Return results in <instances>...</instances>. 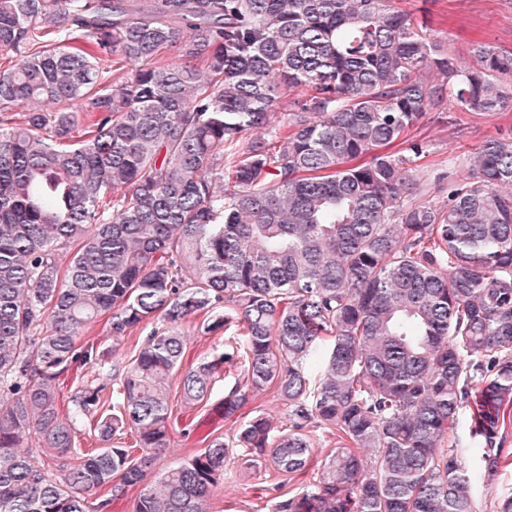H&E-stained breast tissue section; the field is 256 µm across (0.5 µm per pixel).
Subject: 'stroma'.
Listing matches in <instances>:
<instances>
[{"label":"stroma","mask_w":512,"mask_h":512,"mask_svg":"<svg viewBox=\"0 0 512 512\" xmlns=\"http://www.w3.org/2000/svg\"><path fill=\"white\" fill-rule=\"evenodd\" d=\"M415 13L425 14L431 28L441 31L449 50L458 57H467L470 44L477 39H496L512 43V0H411ZM459 137L434 123H423L418 133L436 144L437 150L424 158L425 166L433 167L445 156L463 155L482 141L512 130V112L490 115L456 113ZM240 367H227L219 378L214 397L187 408L179 393L171 395L174 420L173 445L160 453L151 470L152 476L175 467L189 453L202 447L204 436L212 434L232 441L236 425L216 410L215 400L234 384L242 382ZM191 428L190 437H182L184 428ZM306 478H292L278 473L270 461L252 463L242 459L229 465L224 481L214 488L208 499L209 512H275L279 501L299 495L306 487Z\"/></svg>","instance_id":"stroma-1"}]
</instances>
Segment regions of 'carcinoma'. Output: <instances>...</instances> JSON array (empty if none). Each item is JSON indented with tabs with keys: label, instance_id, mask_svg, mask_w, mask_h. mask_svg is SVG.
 <instances>
[{
	"label": "carcinoma",
	"instance_id": "obj_1",
	"mask_svg": "<svg viewBox=\"0 0 512 512\" xmlns=\"http://www.w3.org/2000/svg\"><path fill=\"white\" fill-rule=\"evenodd\" d=\"M400 2L0 0V512H112L129 487L132 512H207L236 451L319 472L277 512H512L476 493L512 465V133L425 171L411 137L512 112V45L461 61ZM103 318L110 350L84 340ZM198 320L244 343L185 370ZM237 357L233 443L145 483L172 384L200 404ZM90 363L104 383L61 411ZM271 386L286 428L242 419Z\"/></svg>",
	"mask_w": 512,
	"mask_h": 512
}]
</instances>
